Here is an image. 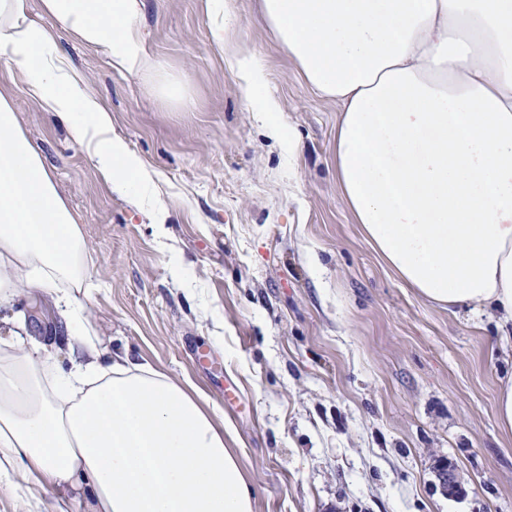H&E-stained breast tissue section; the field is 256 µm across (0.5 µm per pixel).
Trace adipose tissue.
Returning a JSON list of instances; mask_svg holds the SVG:
<instances>
[{"mask_svg":"<svg viewBox=\"0 0 512 512\" xmlns=\"http://www.w3.org/2000/svg\"><path fill=\"white\" fill-rule=\"evenodd\" d=\"M114 69L156 76L145 0H42ZM307 83L336 101V172L396 275L440 306L512 323V0H259ZM0 63L16 67L122 193L151 178L83 91L25 0H0ZM88 245L0 95V308L42 292L69 369L36 357L25 323L0 346V491L63 490L53 512H254L224 430L183 385L79 331Z\"/></svg>","mask_w":512,"mask_h":512,"instance_id":"adipose-tissue-1","label":"adipose tissue"}]
</instances>
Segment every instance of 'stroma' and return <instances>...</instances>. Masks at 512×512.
Returning a JSON list of instances; mask_svg holds the SVG:
<instances>
[{
  "label": "stroma",
  "mask_w": 512,
  "mask_h": 512,
  "mask_svg": "<svg viewBox=\"0 0 512 512\" xmlns=\"http://www.w3.org/2000/svg\"><path fill=\"white\" fill-rule=\"evenodd\" d=\"M255 3L227 0L218 45L204 0H145L153 53L180 86L170 99L27 0L153 177L135 197L113 190L68 125L0 64V92L88 243L86 330L200 393L254 512H512V432L495 416L512 340L499 312L430 303L368 242L338 187V108L310 89ZM243 53L265 75L250 104ZM269 99L288 140L253 118ZM14 310L37 356L67 368L43 296L21 295ZM444 463L453 496L438 479Z\"/></svg>",
  "instance_id": "35a3bbf8"
}]
</instances>
